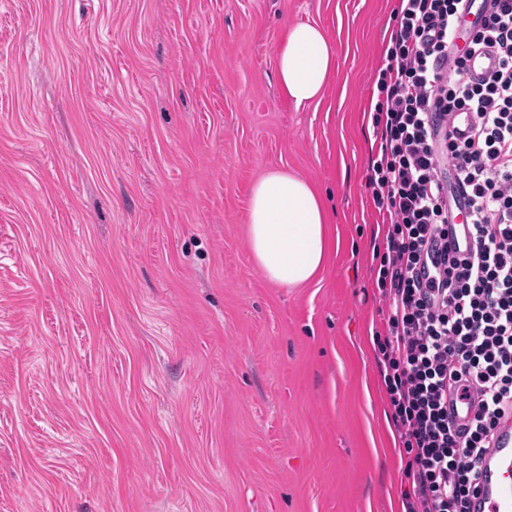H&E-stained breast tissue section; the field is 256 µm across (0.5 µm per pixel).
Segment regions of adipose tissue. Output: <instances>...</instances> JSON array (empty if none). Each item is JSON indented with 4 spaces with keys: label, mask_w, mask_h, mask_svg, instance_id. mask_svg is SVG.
Returning a JSON list of instances; mask_svg holds the SVG:
<instances>
[{
    "label": "adipose tissue",
    "mask_w": 512,
    "mask_h": 512,
    "mask_svg": "<svg viewBox=\"0 0 512 512\" xmlns=\"http://www.w3.org/2000/svg\"><path fill=\"white\" fill-rule=\"evenodd\" d=\"M335 65L336 51L314 23L290 26L277 50L281 90L299 107L321 98ZM326 224L320 194L288 170H271L254 184L248 241L255 264L270 282L295 288L320 273L330 246Z\"/></svg>",
    "instance_id": "ef3b65f1"
}]
</instances>
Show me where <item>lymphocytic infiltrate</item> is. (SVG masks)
<instances>
[{
	"mask_svg": "<svg viewBox=\"0 0 512 512\" xmlns=\"http://www.w3.org/2000/svg\"><path fill=\"white\" fill-rule=\"evenodd\" d=\"M372 113L367 185L383 224L374 338L407 512H473L477 464L512 417V0H398ZM483 51L495 69L470 76ZM459 111L468 132L452 136ZM465 207L473 243L448 247ZM470 401L464 428L448 395Z\"/></svg>",
	"mask_w": 512,
	"mask_h": 512,
	"instance_id": "obj_1",
	"label": "lymphocytic infiltrate"
}]
</instances>
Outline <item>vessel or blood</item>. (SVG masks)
Returning a JSON list of instances; mask_svg holds the SVG:
<instances>
[{"label":"vessel or blood","mask_w":512,"mask_h":512,"mask_svg":"<svg viewBox=\"0 0 512 512\" xmlns=\"http://www.w3.org/2000/svg\"><path fill=\"white\" fill-rule=\"evenodd\" d=\"M475 512H512V423L497 433L494 448L479 464Z\"/></svg>","instance_id":"obj_1"}]
</instances>
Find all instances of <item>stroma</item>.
Returning a JSON list of instances; mask_svg holds the SVG:
<instances>
[{"mask_svg": "<svg viewBox=\"0 0 512 512\" xmlns=\"http://www.w3.org/2000/svg\"><path fill=\"white\" fill-rule=\"evenodd\" d=\"M396 0H0V512H405L372 328L370 106ZM320 25L319 101L277 49ZM324 200L309 284L253 183ZM335 66L336 51L321 26L288 27L277 50V76L289 101L298 107L318 101ZM248 241L267 279L295 288L322 270L330 246L327 212L320 194L288 169H274L254 184Z\"/></svg>", "mask_w": 512, "mask_h": 512, "instance_id": "stroma-1", "label": "stroma"}]
</instances>
